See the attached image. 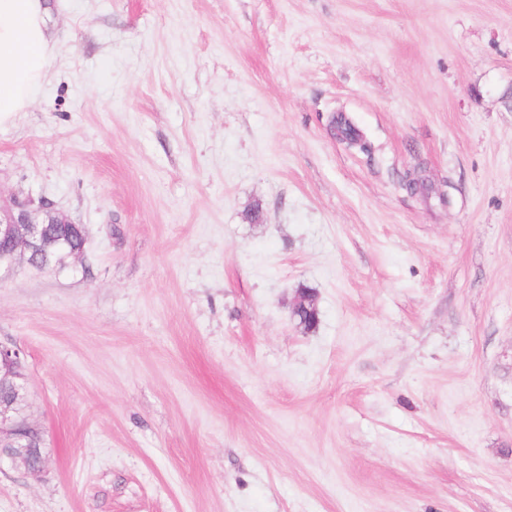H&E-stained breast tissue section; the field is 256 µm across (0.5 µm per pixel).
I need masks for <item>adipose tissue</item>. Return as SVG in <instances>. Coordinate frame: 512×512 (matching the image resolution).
Returning a JSON list of instances; mask_svg holds the SVG:
<instances>
[{"mask_svg": "<svg viewBox=\"0 0 512 512\" xmlns=\"http://www.w3.org/2000/svg\"><path fill=\"white\" fill-rule=\"evenodd\" d=\"M44 0H0V119L24 111L44 79L53 48Z\"/></svg>", "mask_w": 512, "mask_h": 512, "instance_id": "obj_1", "label": "adipose tissue"}]
</instances>
